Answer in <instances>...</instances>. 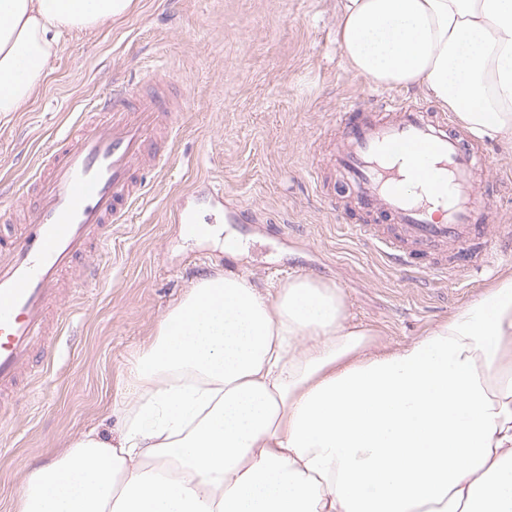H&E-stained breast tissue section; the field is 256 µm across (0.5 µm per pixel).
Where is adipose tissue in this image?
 <instances>
[{
    "label": "adipose tissue",
    "mask_w": 512,
    "mask_h": 512,
    "mask_svg": "<svg viewBox=\"0 0 512 512\" xmlns=\"http://www.w3.org/2000/svg\"><path fill=\"white\" fill-rule=\"evenodd\" d=\"M135 0H0V115ZM344 60L512 136V0H342ZM118 437L33 465L16 512H512V275L381 347L335 284L197 278L132 363Z\"/></svg>",
    "instance_id": "adipose-tissue-1"
}]
</instances>
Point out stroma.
Here are the masks:
<instances>
[{"mask_svg":"<svg viewBox=\"0 0 512 512\" xmlns=\"http://www.w3.org/2000/svg\"><path fill=\"white\" fill-rule=\"evenodd\" d=\"M136 10L101 28L64 36L53 70L20 112L0 118V185L26 180L55 137L113 81L143 87L170 73L188 100L170 160L147 174L150 193L100 253L97 284L70 285L63 334L33 392L0 418V512L13 503L31 462L46 461L91 428L120 433L114 409L127 370L167 311L204 273L222 271V245L186 238L169 221L209 185L232 191L246 220L225 222L221 203L198 205L205 224H224L243 248L234 272L276 286L310 275L342 291L351 318L379 346L425 335L512 273V236L492 248L510 253L496 269L455 282L388 264L351 231V214L332 167L336 114L383 98L436 111L414 89L378 87L343 59L340 0H137ZM491 162L486 189L512 225V151L483 140Z\"/></svg>","mask_w":512,"mask_h":512,"instance_id":"1","label":"stroma"}]
</instances>
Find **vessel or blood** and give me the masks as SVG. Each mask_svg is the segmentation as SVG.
Listing matches in <instances>:
<instances>
[{"label": "vessel or blood", "mask_w": 512, "mask_h": 512, "mask_svg": "<svg viewBox=\"0 0 512 512\" xmlns=\"http://www.w3.org/2000/svg\"><path fill=\"white\" fill-rule=\"evenodd\" d=\"M150 81V96L115 84L41 157L16 201L0 205V403H18L45 369L59 334L52 315L66 301L64 273L100 279L99 248L146 194V170L170 159L164 144L186 100L169 95L171 76ZM338 122L333 164L373 217L356 230L390 263L414 269L418 256L439 250L436 272L456 280L489 261L497 227L481 190L489 168L481 144L446 115L394 100L378 112L351 108Z\"/></svg>", "instance_id": "obj_1"}]
</instances>
